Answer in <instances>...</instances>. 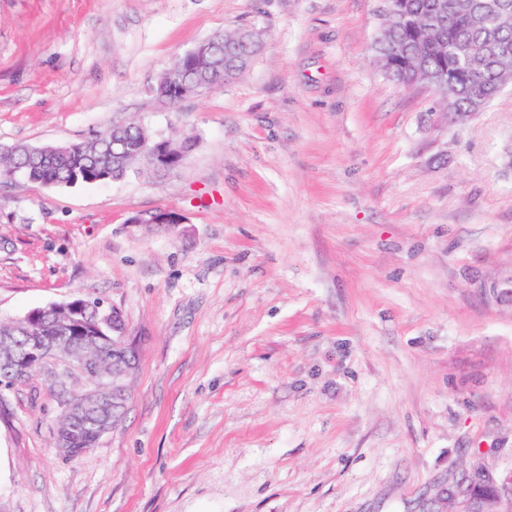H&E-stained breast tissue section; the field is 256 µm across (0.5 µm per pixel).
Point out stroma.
I'll use <instances>...</instances> for the list:
<instances>
[{
  "mask_svg": "<svg viewBox=\"0 0 512 512\" xmlns=\"http://www.w3.org/2000/svg\"><path fill=\"white\" fill-rule=\"evenodd\" d=\"M384 0H0V146L130 121L158 178H0V320L77 298L136 344L124 416L55 446L47 371L0 391L8 512H459L512 470V86L463 122L376 64ZM233 81L154 88L218 33ZM165 210L178 224H141ZM253 35L251 31H241L240 42H253ZM228 41L229 43L224 46V37L216 35L181 56L177 64V77L171 79L168 74H163L160 78L156 87L158 97L179 102L208 88L214 82L223 86L230 80L224 76V56L227 62L234 63L229 77H237L243 73L257 54L259 43L244 46L239 42H230V39ZM201 59L211 60L207 72L200 71L197 66V61Z\"/></svg>",
  "mask_w": 512,
  "mask_h": 512,
  "instance_id": "35a3bbf8",
  "label": "stroma"
}]
</instances>
